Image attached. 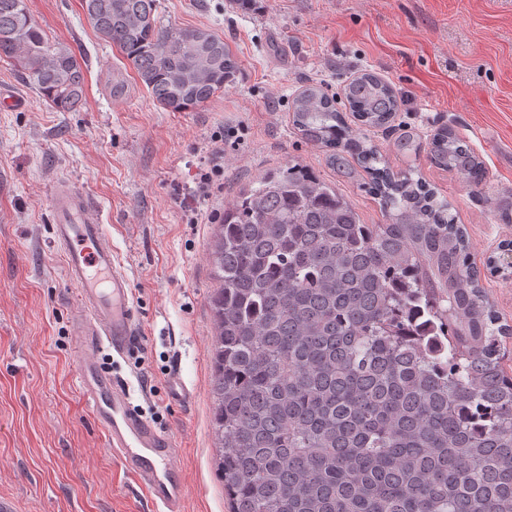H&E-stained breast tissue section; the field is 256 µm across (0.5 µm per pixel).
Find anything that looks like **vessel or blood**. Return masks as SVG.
Listing matches in <instances>:
<instances>
[{
    "label": "vessel or blood",
    "instance_id": "vessel-or-blood-1",
    "mask_svg": "<svg viewBox=\"0 0 512 512\" xmlns=\"http://www.w3.org/2000/svg\"><path fill=\"white\" fill-rule=\"evenodd\" d=\"M53 211V233L66 273L79 288L72 333L87 353L79 374L83 396L110 448L148 498L161 505L162 512H186L182 478L172 464V438L138 412L129 401L128 389L88 357L104 345L122 352L135 336L130 282L104 240L98 217L91 214L79 191L59 185Z\"/></svg>",
    "mask_w": 512,
    "mask_h": 512
}]
</instances>
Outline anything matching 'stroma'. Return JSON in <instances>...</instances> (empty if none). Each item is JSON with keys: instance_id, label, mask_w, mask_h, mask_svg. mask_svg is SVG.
Wrapping results in <instances>:
<instances>
[{"instance_id": "1", "label": "stroma", "mask_w": 512, "mask_h": 512, "mask_svg": "<svg viewBox=\"0 0 512 512\" xmlns=\"http://www.w3.org/2000/svg\"><path fill=\"white\" fill-rule=\"evenodd\" d=\"M28 6L49 38L76 53L86 94L81 111H56L0 60V87L26 101L19 111L0 108V501L12 512H160L112 453L81 392L82 353L71 334L78 287L52 231V199L65 183L89 198L137 316L122 353L105 347L95 357L172 437L186 512H229L211 424L209 305L218 286L210 245L225 208L266 173L298 162L334 185L362 223H384L356 157L347 170L333 167L291 120L305 84L335 97L373 72L393 88L399 110L372 142L393 171L414 169L448 198L473 261L485 267L512 240V224L497 216L501 197L512 196V0H256L246 13L231 0H157L161 23L208 28L241 63L222 92L191 112L153 99L81 0ZM442 128L479 156L482 185L431 162L429 142ZM219 132L223 185L201 204L199 223H185L205 147ZM406 133L417 150L404 155ZM139 357L153 390L138 386ZM174 375L190 399H171Z\"/></svg>"}]
</instances>
